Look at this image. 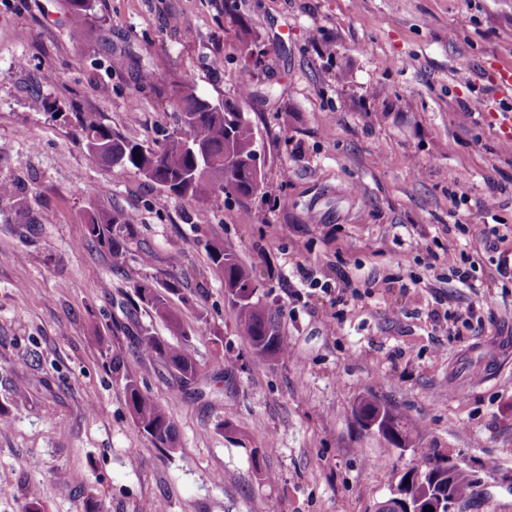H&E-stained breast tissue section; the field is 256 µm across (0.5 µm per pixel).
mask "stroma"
Segmentation results:
<instances>
[{"label": "stroma", "mask_w": 512, "mask_h": 512, "mask_svg": "<svg viewBox=\"0 0 512 512\" xmlns=\"http://www.w3.org/2000/svg\"><path fill=\"white\" fill-rule=\"evenodd\" d=\"M69 25L66 0H0V512H373L430 448L475 475L468 512H512V144L485 118L512 113V0H94L81 41ZM183 80L250 113L255 199L174 200L75 142L93 112L160 147ZM96 207L135 227L121 258L87 238ZM213 241L256 269L284 357L241 334ZM168 270L193 298L171 300L198 331L187 386L134 344L167 333L134 284ZM130 379L175 453L136 428ZM369 392L416 424L414 451L359 426ZM250 32L248 30H243V34L241 36V51L240 53H243L244 51H248L249 54L253 56V63L251 65L243 64L238 75V82L241 86L242 93H250L252 92V79H253V70L258 66L260 63L259 58L257 57L254 59V50L252 48L253 40L250 37ZM249 54H242L241 57L243 61L250 62V55ZM125 394L136 427L154 448L167 453L177 450L175 427L166 409L143 392L134 380L127 381Z\"/></svg>", "instance_id": "1"}]
</instances>
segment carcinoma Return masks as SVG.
<instances>
[{
    "label": "carcinoma",
    "instance_id": "1",
    "mask_svg": "<svg viewBox=\"0 0 512 512\" xmlns=\"http://www.w3.org/2000/svg\"><path fill=\"white\" fill-rule=\"evenodd\" d=\"M92 2L67 0L71 35L75 39L82 36ZM259 63L256 58L252 64L242 65L238 75L242 93L251 92L253 70ZM167 101L177 114V127L184 129V136L177 139L174 133H168L159 149L123 135L91 112L74 113L76 138L91 153L135 170L174 199L194 201L218 192L233 193L246 200L258 196L264 177L257 176L250 166L257 152L250 117L242 119L224 111V104L197 95L187 82L178 83ZM86 230L90 241L116 257L135 236L134 225L126 214L113 208L89 213ZM208 258L224 276V295L237 308L239 327L255 353L266 358L285 355L287 338L269 305L257 294L261 283L256 274L222 242L210 244ZM134 288L139 301L166 324L170 335L179 338L172 343L144 330L136 336L137 348L161 362L180 385L192 383L197 373L193 329L170 306L173 296L189 303L180 277L169 271L162 280L145 278L136 282ZM125 394L138 430L155 448L167 453L175 451V427L166 409L131 379L126 383ZM356 405L367 415L382 416L389 431L405 441V445L412 444L415 427L397 408L375 394L361 396ZM420 457L421 462L413 464L407 474L409 483L402 489L406 499L424 508L441 497L451 495L463 500L469 496L474 480L466 469L450 476L448 469L439 465L435 453L423 452Z\"/></svg>",
    "mask_w": 512,
    "mask_h": 512
}]
</instances>
